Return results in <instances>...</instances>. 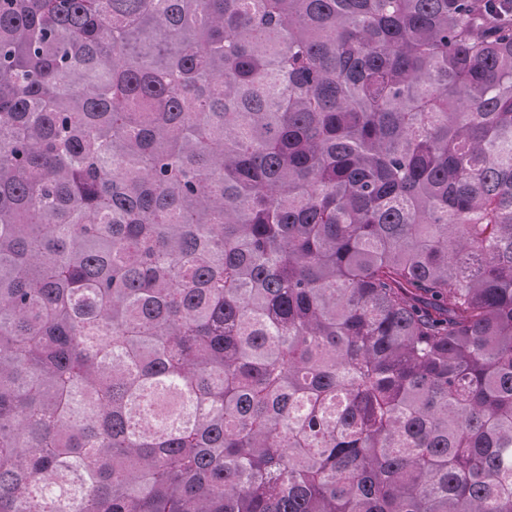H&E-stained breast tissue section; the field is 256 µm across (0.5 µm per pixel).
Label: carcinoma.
Wrapping results in <instances>:
<instances>
[{"instance_id": "carcinoma-1", "label": "carcinoma", "mask_w": 512, "mask_h": 512, "mask_svg": "<svg viewBox=\"0 0 512 512\" xmlns=\"http://www.w3.org/2000/svg\"><path fill=\"white\" fill-rule=\"evenodd\" d=\"M0 512H512V0H0Z\"/></svg>"}]
</instances>
